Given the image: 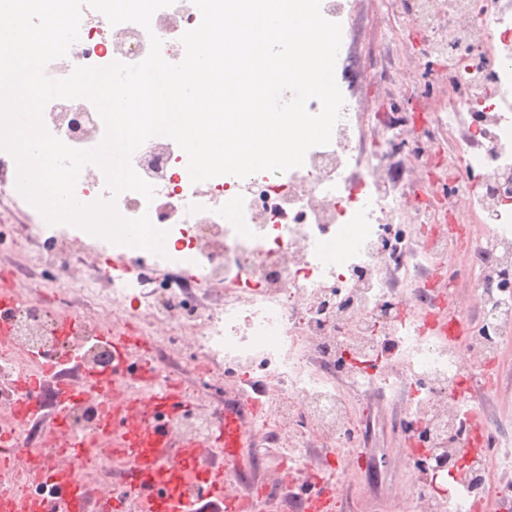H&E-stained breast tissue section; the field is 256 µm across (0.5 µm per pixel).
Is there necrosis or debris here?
I'll return each instance as SVG.
<instances>
[{
	"label": "necrosis or debris",
	"mask_w": 512,
	"mask_h": 512,
	"mask_svg": "<svg viewBox=\"0 0 512 512\" xmlns=\"http://www.w3.org/2000/svg\"><path fill=\"white\" fill-rule=\"evenodd\" d=\"M380 2L392 23L370 50L373 79L389 76L396 36L407 25L425 37L435 64V90H407L423 114V132L405 135L390 123L376 141L362 140L358 128L371 115L355 111L340 76L344 104L329 144L311 148L302 166L285 173L195 183L185 152L155 136L132 156L155 188L148 201L132 191L112 195L101 169L86 166L77 200H114L123 217L149 215L167 233L163 254L136 269L78 270L74 258L86 244L104 253L111 242L33 217L6 270L19 286L16 301L0 307L8 325L0 333V452L9 455L0 471V512L21 499L38 501L42 512H73L53 482L33 472L47 419L28 416L37 397L31 384L46 358L62 350L79 353L82 367L107 371V335L129 331L138 369L122 380L127 399L155 402L172 382L189 381L193 409L168 427L200 443L205 455L215 453L221 404L204 387L245 365L275 389L267 399L240 393L252 407L251 446L278 442L290 474L340 489L338 464H322L313 453L338 448L347 458L360 447L362 425L339 380L359 392L408 387L409 421L425 436L427 453L447 455L454 479L440 490L426 479L411 483L402 512H512V408L503 403L491 414L465 399L474 377L498 394L501 354L512 346V0ZM197 23L193 0L157 10L147 29L111 25L86 6L78 42L45 73L60 79L108 59L139 63L154 36L164 59L179 61L180 38ZM64 105H46V128L70 147L95 148L101 135L85 130L101 125L98 113L73 130ZM399 149L439 170L441 198L422 200L417 226L405 202L420 189L402 187L390 162ZM340 241L347 244L341 253ZM452 254L463 262L450 270ZM159 269L170 273L163 288L152 280ZM462 281L480 318L465 314L454 324L455 337L466 342L461 352L437 336L435 323ZM71 309L87 316L64 346L57 325ZM60 414L70 443L93 431L103 441L83 446L64 469L90 501L114 497L112 472L126 457L112 446L99 400L65 404Z\"/></svg>",
	"instance_id": "1"
}]
</instances>
